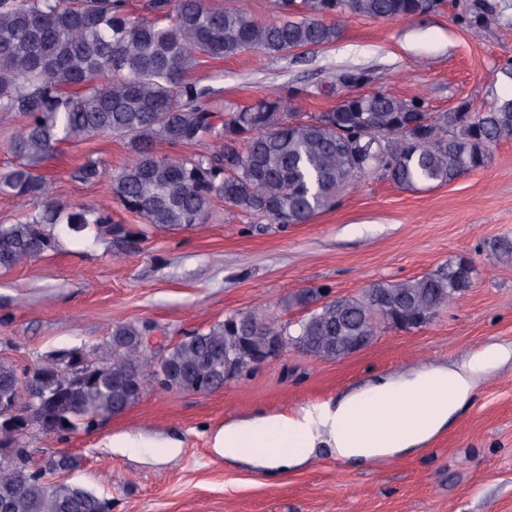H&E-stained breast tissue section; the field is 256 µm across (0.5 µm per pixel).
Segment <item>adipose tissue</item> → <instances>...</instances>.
I'll return each instance as SVG.
<instances>
[{"instance_id": "1", "label": "adipose tissue", "mask_w": 512, "mask_h": 512, "mask_svg": "<svg viewBox=\"0 0 512 512\" xmlns=\"http://www.w3.org/2000/svg\"><path fill=\"white\" fill-rule=\"evenodd\" d=\"M494 356L488 349L457 368L437 366L383 378L316 415L305 412L231 423L217 433L215 446L226 458L270 469L303 464L320 444L334 448L345 460L392 457L437 435L470 396L474 375Z\"/></svg>"}]
</instances>
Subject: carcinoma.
<instances>
[{
  "instance_id": "carcinoma-1",
  "label": "carcinoma",
  "mask_w": 512,
  "mask_h": 512,
  "mask_svg": "<svg viewBox=\"0 0 512 512\" xmlns=\"http://www.w3.org/2000/svg\"><path fill=\"white\" fill-rule=\"evenodd\" d=\"M441 0H276L277 16L256 20L249 0H153L155 18L128 11L127 0H0V112L24 118L11 148L18 158L0 172V193L15 201L19 217L0 224V271L23 266L57 250L60 234L84 238L116 234L128 243L145 226L204 223L217 200L253 220L305 224L331 208L353 180L375 174L402 189L434 187L485 167L493 147L512 142V100L487 110L465 111L463 102L431 112L416 99L382 91L351 94L331 110L307 120L294 116L296 91L272 92L242 106H210L213 88L187 78L208 60L247 52L278 57L311 52L336 42L340 24L324 17L359 15L400 20L431 12ZM341 86L370 81L363 71L328 74ZM129 141L132 157L107 175L100 159L87 158L76 170L86 182L107 183L113 197L139 218L129 230L109 214L67 205L55 196L39 164L62 142L99 135ZM206 151L187 158L159 156V142ZM463 259L432 273L378 282L357 296L326 300L309 288L286 300L304 307L295 321L275 323L242 315L244 328L227 323L187 336L164 350L160 376L142 355L144 331L136 324L112 328L103 354L75 348L80 374L72 375L60 351L38 364L18 394L19 369L0 357V412L23 411L29 435L71 433L91 416L122 412L134 404L147 377L171 391L199 393L227 372L253 367L241 337L254 349L270 336L319 361H334L352 336L374 338L397 319L424 326L461 289ZM18 431L0 424V506L5 512H109L108 501L77 482L57 477L76 457L53 452L48 460L12 461Z\"/></svg>"
}]
</instances>
